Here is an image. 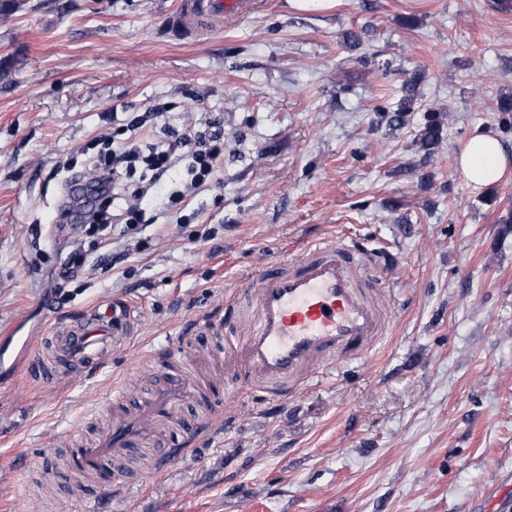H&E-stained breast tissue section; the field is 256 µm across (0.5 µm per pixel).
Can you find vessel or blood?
I'll return each instance as SVG.
<instances>
[{"mask_svg": "<svg viewBox=\"0 0 512 512\" xmlns=\"http://www.w3.org/2000/svg\"><path fill=\"white\" fill-rule=\"evenodd\" d=\"M265 0H179L173 24L184 34L206 32L227 17L246 18ZM362 253L344 241L310 242L301 257L284 265L268 264L256 286L245 287L250 303L249 329L224 322L225 341L239 364L245 387L272 398L298 391L317 364L363 349L382 335L384 324ZM133 319L127 303L113 302L105 312L60 320L47 343L50 355L29 358L27 377L55 383L60 370L88 373L104 368L113 342L129 336ZM196 383L171 377L121 411L93 444L70 448L74 466L118 473L145 444L154 442L159 423L196 398Z\"/></svg>", "mask_w": 512, "mask_h": 512, "instance_id": "1", "label": "vessel or blood"}]
</instances>
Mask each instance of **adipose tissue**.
Wrapping results in <instances>:
<instances>
[{"mask_svg": "<svg viewBox=\"0 0 512 512\" xmlns=\"http://www.w3.org/2000/svg\"><path fill=\"white\" fill-rule=\"evenodd\" d=\"M467 184L475 190L500 181L512 167V154L490 132H478L456 158Z\"/></svg>", "mask_w": 512, "mask_h": 512, "instance_id": "adipose-tissue-1", "label": "adipose tissue"}]
</instances>
